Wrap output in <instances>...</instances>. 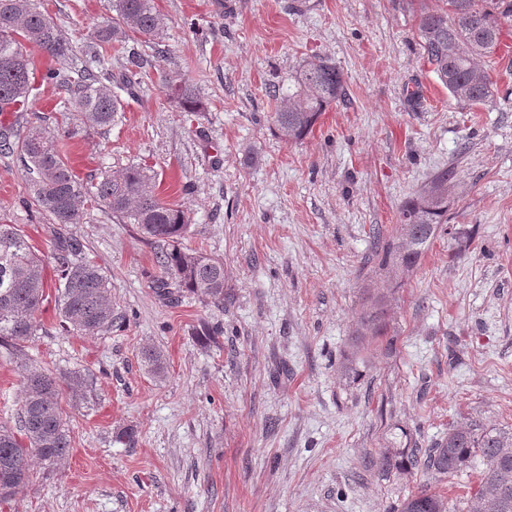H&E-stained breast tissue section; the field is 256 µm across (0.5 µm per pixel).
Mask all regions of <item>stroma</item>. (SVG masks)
I'll return each mask as SVG.
<instances>
[{"instance_id": "stroma-1", "label": "stroma", "mask_w": 512, "mask_h": 512, "mask_svg": "<svg viewBox=\"0 0 512 512\" xmlns=\"http://www.w3.org/2000/svg\"><path fill=\"white\" fill-rule=\"evenodd\" d=\"M167 58L139 76L108 130L64 140L88 178L150 168L186 210L185 248L224 262L223 305L162 300L147 275L156 249L89 203L69 225L112 283L120 319L105 336L64 332L46 309L29 358L86 375L66 397L71 450L34 465L0 512H396L420 486L460 505L477 470L437 477L382 452L425 451L470 418L512 432V57H494L492 100L449 97L418 23L440 0H156ZM71 38L69 72L91 52L112 0H41ZM324 57L346 96L301 142L274 131L277 102L304 61ZM194 82L193 122L163 76ZM450 232L394 286L372 231L398 234L404 201L443 169ZM0 217L46 249L18 157L0 156ZM389 298L395 351L375 347L342 376L368 295ZM216 330L209 345L196 336ZM161 351L163 378L144 366ZM21 386L0 357V422L15 425ZM132 431V442L116 441Z\"/></svg>"}]
</instances>
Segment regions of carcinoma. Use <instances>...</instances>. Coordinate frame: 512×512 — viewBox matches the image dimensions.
I'll return each mask as SVG.
<instances>
[{
  "label": "carcinoma",
  "mask_w": 512,
  "mask_h": 512,
  "mask_svg": "<svg viewBox=\"0 0 512 512\" xmlns=\"http://www.w3.org/2000/svg\"><path fill=\"white\" fill-rule=\"evenodd\" d=\"M115 17L95 26L92 38L98 51L90 61L65 74L54 63L73 54V43L56 23L39 10L38 0H0V116L15 112L13 122L0 121V156L16 155L22 161L31 205L52 226L48 254L35 248L14 224L0 223V348L21 368V405L16 426L0 424V502L23 492L31 483V461L51 466L67 457L71 448L69 421L62 407L66 393L85 387L80 373H55L26 361L28 348L40 327V315L48 300L44 277L46 260L55 269V306L62 327L81 336L112 331L116 314L108 274L86 257L82 243L67 226L78 224L85 205L106 207L124 224L156 244L161 275L151 279L152 288L168 299L191 291L224 304V262L206 253L188 251L182 240L189 217L180 207L156 193L155 176L130 165L104 172L96 183L79 178L62 152L58 135L44 120L26 118L29 98L38 82L63 88L71 110L62 114L67 136L112 127L123 111L118 92H135L132 77L152 62H161L166 50L155 49L150 61L128 51L126 74L116 84L107 64L108 49L125 47L130 38L158 40L164 18L155 0H112ZM512 17V0H443L438 11L423 12L418 32L427 62L454 100L482 104L494 91L490 72L481 60L500 45L501 20ZM36 48L46 63L30 67L27 49ZM171 99L182 111L194 115L203 110L197 87L182 77H164ZM295 91L274 112L276 131L290 143L310 134L331 104L345 95L341 70L324 58L307 60L294 78ZM443 170L401 207V230L394 239L373 232V256L391 281L401 284L406 272L419 263L423 253L448 223V181ZM393 351L395 338L388 335L383 298L371 301L356 331ZM144 362L157 378L165 374L161 352L147 350ZM481 459L480 490L467 499L465 512H512V432L469 419L448 429V436L426 454L424 467L434 475L452 476ZM398 512H450L448 498L427 489L407 496Z\"/></svg>",
  "instance_id": "cac0c4a2"
}]
</instances>
